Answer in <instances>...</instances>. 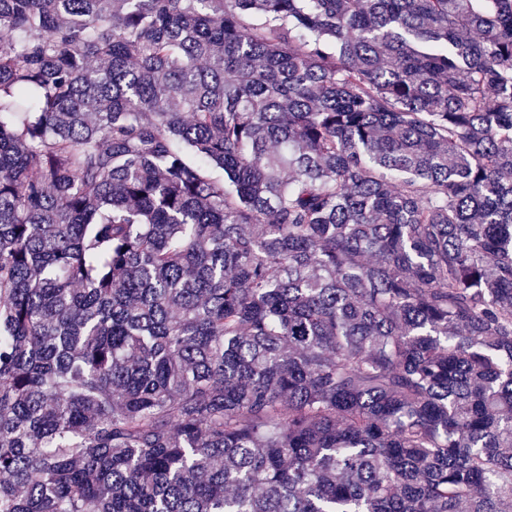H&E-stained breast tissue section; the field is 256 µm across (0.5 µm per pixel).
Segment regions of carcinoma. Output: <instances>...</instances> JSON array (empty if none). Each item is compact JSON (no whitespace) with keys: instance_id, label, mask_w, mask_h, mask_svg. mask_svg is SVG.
Returning a JSON list of instances; mask_svg holds the SVG:
<instances>
[{"instance_id":"obj_1","label":"carcinoma","mask_w":512,"mask_h":512,"mask_svg":"<svg viewBox=\"0 0 512 512\" xmlns=\"http://www.w3.org/2000/svg\"><path fill=\"white\" fill-rule=\"evenodd\" d=\"M512 0H0V512H509Z\"/></svg>"}]
</instances>
